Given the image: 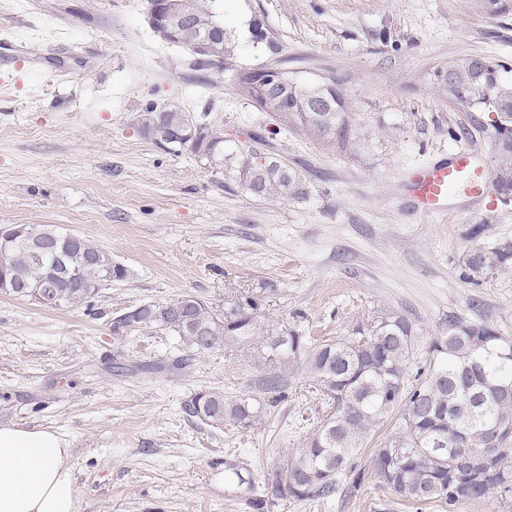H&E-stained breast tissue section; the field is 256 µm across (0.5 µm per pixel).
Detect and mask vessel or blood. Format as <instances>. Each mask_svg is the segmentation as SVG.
<instances>
[{"mask_svg": "<svg viewBox=\"0 0 512 512\" xmlns=\"http://www.w3.org/2000/svg\"><path fill=\"white\" fill-rule=\"evenodd\" d=\"M489 176L477 152L464 148L448 158L407 173L404 188L424 216L447 213L453 201H477L487 194Z\"/></svg>", "mask_w": 512, "mask_h": 512, "instance_id": "b4317fda", "label": "vessel or blood"}]
</instances>
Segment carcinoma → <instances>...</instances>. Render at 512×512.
Returning <instances> with one entry per match:
<instances>
[{"label": "carcinoma", "instance_id": "obj_1", "mask_svg": "<svg viewBox=\"0 0 512 512\" xmlns=\"http://www.w3.org/2000/svg\"><path fill=\"white\" fill-rule=\"evenodd\" d=\"M223 0H194L197 20L208 25L209 36L224 45V60L235 56V42L221 21ZM286 82L271 85L267 66L237 73L239 92L264 104L286 128L327 140L345 148L356 142L347 118V104L336 80L315 87L295 81L285 66ZM440 88L458 108L486 112L494 165V190L512 200V78L505 68L483 57L469 56L448 63L435 74ZM187 112L142 113L141 132L154 135L151 119L172 124ZM252 146L221 150L212 155L216 166L233 175L247 194L263 199L301 200L308 195L298 171L268 149L266 137L249 134ZM48 238L55 249L33 255L32 243ZM95 249L99 265L85 261V250ZM10 254L7 270L18 280H29L55 294L59 306L90 304L101 289L127 277L124 266L94 241L83 247L63 242L55 224H26L23 233L4 245ZM464 276L475 284L512 269V241L503 239L484 250L462 255ZM258 300L241 296L224 302L219 313L192 294L133 308L129 323L115 321L112 333L130 336L144 331H166L187 350L196 353L236 349L253 342ZM417 350V330L403 314L379 310L357 322L336 339L316 341L285 330L257 348L256 358L266 370L260 394L228 397L215 389L195 394L185 412L214 427L232 425L251 430L267 409L285 398L289 376L304 370L321 396L326 415L307 433L299 448L280 456L265 483L278 499H323L338 490L339 478L349 477L347 492L358 493L371 481L413 504L441 503L450 508L477 500L512 504V437L496 438V431L512 432V400L499 396L498 386L512 385V340L489 325L456 316L448 320V334L434 337L425 366L414 380L408 365ZM398 426L361 467L357 456L391 414ZM499 448V468L492 476H477L458 462L477 448L492 443Z\"/></svg>", "mask_w": 512, "mask_h": 512}]
</instances>
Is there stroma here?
I'll use <instances>...</instances> for the list:
<instances>
[{
    "label": "stroma",
    "instance_id": "1",
    "mask_svg": "<svg viewBox=\"0 0 512 512\" xmlns=\"http://www.w3.org/2000/svg\"><path fill=\"white\" fill-rule=\"evenodd\" d=\"M239 68L283 58L301 81L336 79L356 145L280 129L240 96L233 72L203 67L150 28L146 0H17L0 35L38 49L46 68L0 78V228L56 224L125 266L91 306L51 309L0 291V421L53 428L72 448L76 512H253L279 456L326 408L297 371L257 429L187 419L190 395L253 390L261 370L242 352L186 354L163 332L112 333V321L183 293L215 309L259 299L258 332L343 335L387 309L416 324L418 352L449 318L512 339V271L475 284L460 259L512 240V202L489 194L441 217L415 212L406 173L468 146L491 164L483 112L457 108L437 85L448 61L480 56L512 68V14L480 0H223ZM259 23L264 40L249 26ZM175 106L224 134L226 150L264 132L309 187L301 201L258 199L189 151L143 135L139 114ZM486 224L470 240L474 224ZM186 358L183 369L171 362ZM141 364L159 372H138ZM267 512H502L478 500L421 508L366 483L316 501L272 499Z\"/></svg>",
    "mask_w": 512,
    "mask_h": 512
}]
</instances>
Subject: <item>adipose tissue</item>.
<instances>
[{
  "label": "adipose tissue",
  "mask_w": 512,
  "mask_h": 512,
  "mask_svg": "<svg viewBox=\"0 0 512 512\" xmlns=\"http://www.w3.org/2000/svg\"><path fill=\"white\" fill-rule=\"evenodd\" d=\"M70 457L52 430L0 423V512H75Z\"/></svg>",
  "instance_id": "ef3b65f1"
}]
</instances>
